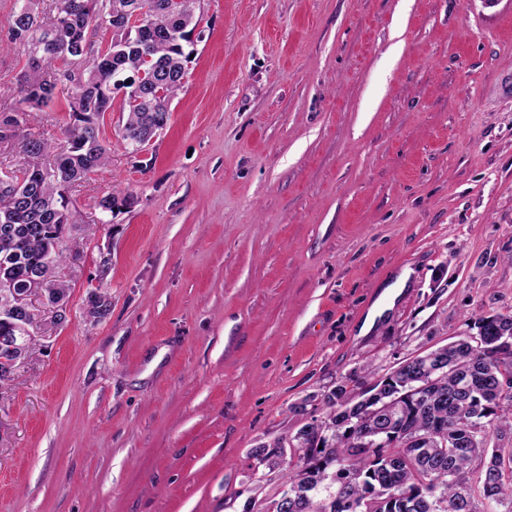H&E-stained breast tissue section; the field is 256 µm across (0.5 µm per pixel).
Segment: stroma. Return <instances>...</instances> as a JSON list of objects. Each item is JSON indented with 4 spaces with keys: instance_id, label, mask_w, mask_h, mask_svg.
I'll list each match as a JSON object with an SVG mask.
<instances>
[{
    "instance_id": "1",
    "label": "stroma",
    "mask_w": 512,
    "mask_h": 512,
    "mask_svg": "<svg viewBox=\"0 0 512 512\" xmlns=\"http://www.w3.org/2000/svg\"><path fill=\"white\" fill-rule=\"evenodd\" d=\"M15 6L0 110L22 106ZM198 15L166 129L137 158L107 112L109 162L70 192L66 320L0 383V512H266L286 485L253 450L512 313V0ZM111 193L134 203L103 224Z\"/></svg>"
}]
</instances>
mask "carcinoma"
<instances>
[{
  "mask_svg": "<svg viewBox=\"0 0 512 512\" xmlns=\"http://www.w3.org/2000/svg\"><path fill=\"white\" fill-rule=\"evenodd\" d=\"M41 0H17L10 44L27 55L19 85L30 110L0 112V143L22 140L18 174L0 180V290L41 289L56 324L65 319L68 286L53 269L66 255L61 245L75 223L68 190L108 162L99 138L103 112L122 92L127 113L122 138L138 154L168 124L172 100L184 86L189 27L195 3L182 0H56L57 13L43 23ZM147 8V24L129 27L127 10ZM112 30L106 54L89 37L94 27ZM145 56L151 63L143 64ZM68 95V146L61 152L31 132L41 109ZM53 156V163L45 158ZM132 204L128 196L97 202L104 216ZM108 300L89 297L95 321L110 312ZM34 326L0 298V338H12L13 360L35 346L22 323ZM476 337H462L406 361L397 373L355 395L338 387L325 396L324 420L296 437L297 460L278 446L255 457L287 470L288 497L273 512H512V448H486L488 430H512V315L475 322ZM481 466L478 489L468 483Z\"/></svg>",
  "mask_w": 512,
  "mask_h": 512,
  "instance_id": "carcinoma-1",
  "label": "carcinoma"
}]
</instances>
